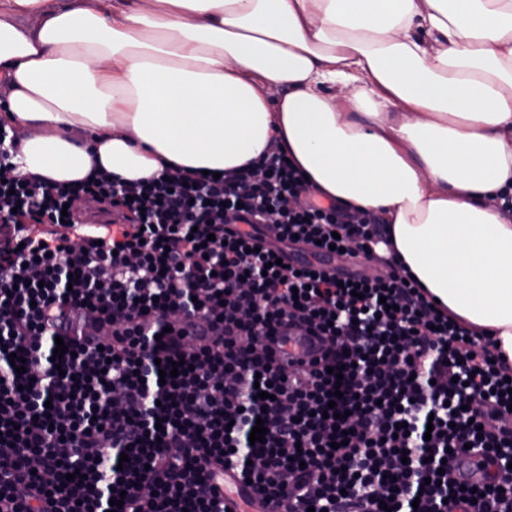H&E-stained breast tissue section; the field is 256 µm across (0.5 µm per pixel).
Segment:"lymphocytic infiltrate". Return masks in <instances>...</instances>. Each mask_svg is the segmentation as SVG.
Returning <instances> with one entry per match:
<instances>
[{
  "label": "lymphocytic infiltrate",
  "mask_w": 512,
  "mask_h": 512,
  "mask_svg": "<svg viewBox=\"0 0 512 512\" xmlns=\"http://www.w3.org/2000/svg\"><path fill=\"white\" fill-rule=\"evenodd\" d=\"M16 148L0 131V512H225L228 474L285 512H512V362L378 253L375 214L275 148L73 186ZM89 200L118 234L79 221ZM335 246L379 273L326 272ZM282 336L320 351L284 362Z\"/></svg>",
  "instance_id": "1"
}]
</instances>
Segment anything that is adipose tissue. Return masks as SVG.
Returning a JSON list of instances; mask_svg holds the SVG:
<instances>
[{
  "label": "adipose tissue",
  "mask_w": 512,
  "mask_h": 512,
  "mask_svg": "<svg viewBox=\"0 0 512 512\" xmlns=\"http://www.w3.org/2000/svg\"><path fill=\"white\" fill-rule=\"evenodd\" d=\"M0 83L20 172L57 183L278 145L512 358V0H0Z\"/></svg>",
  "instance_id": "adipose-tissue-1"
}]
</instances>
